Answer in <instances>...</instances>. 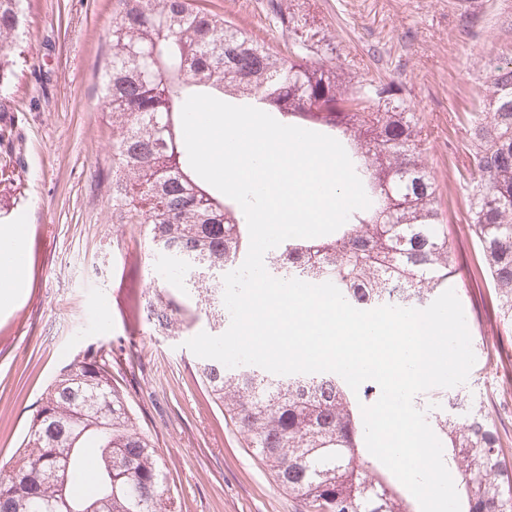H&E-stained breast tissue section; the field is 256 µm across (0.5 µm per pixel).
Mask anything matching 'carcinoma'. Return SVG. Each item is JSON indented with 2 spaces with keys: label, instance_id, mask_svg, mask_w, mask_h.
<instances>
[{
  "label": "carcinoma",
  "instance_id": "carcinoma-1",
  "mask_svg": "<svg viewBox=\"0 0 512 512\" xmlns=\"http://www.w3.org/2000/svg\"><path fill=\"white\" fill-rule=\"evenodd\" d=\"M24 0H0V87L23 40ZM288 55L260 44L199 0H116L102 104L112 125V210L142 224L153 253L179 277L153 288L141 316L157 335L178 336L200 316L224 329V268L245 259L241 207L190 166L181 123L185 100L211 90L320 129L345 148L368 195L335 232L292 238L267 257L275 278L330 281L352 306L374 309L392 294L420 308L455 285L457 269L422 130L398 89L358 79L298 32L281 0H268ZM488 110L463 125L473 150L469 227L494 286L498 315L512 323V65L491 71ZM196 374L269 471L305 512H410L400 485L363 446L364 424L344 379L331 372L276 375L200 359ZM448 468L461 476V512H512V457L484 406L432 394ZM97 449L90 492L62 483L82 449ZM154 440L100 351L64 366L44 389L9 467L0 512H180Z\"/></svg>",
  "mask_w": 512,
  "mask_h": 512
}]
</instances>
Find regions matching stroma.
Listing matches in <instances>:
<instances>
[{
  "instance_id": "35a3bbf8",
  "label": "stroma",
  "mask_w": 512,
  "mask_h": 512,
  "mask_svg": "<svg viewBox=\"0 0 512 512\" xmlns=\"http://www.w3.org/2000/svg\"><path fill=\"white\" fill-rule=\"evenodd\" d=\"M274 49L285 40L266 0H203ZM114 0H28L0 111V225L26 230V270L0 306V467L22 440L35 403L87 347L112 356L140 427L166 463L182 512H300L194 375L183 337L140 322L168 272L144 227L112 214V126L101 66ZM291 13L336 47V65L399 86L417 112L423 159L438 184L460 300L476 363L464 384L512 437V326L469 229L471 146L460 119L487 93L491 68L512 61V0H288Z\"/></svg>"
}]
</instances>
